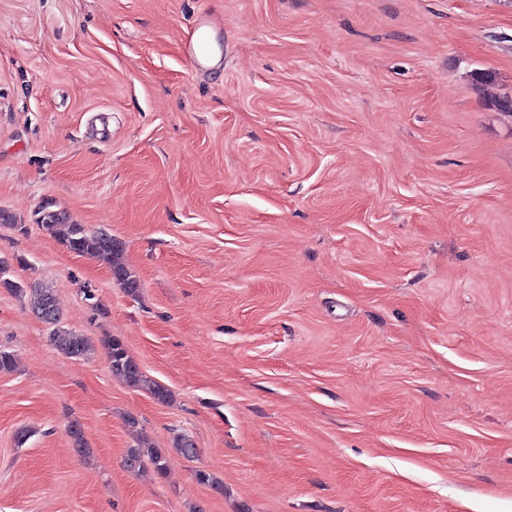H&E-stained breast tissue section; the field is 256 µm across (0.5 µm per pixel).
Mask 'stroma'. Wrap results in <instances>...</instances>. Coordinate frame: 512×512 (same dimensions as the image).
<instances>
[{"mask_svg": "<svg viewBox=\"0 0 512 512\" xmlns=\"http://www.w3.org/2000/svg\"><path fill=\"white\" fill-rule=\"evenodd\" d=\"M481 70L512 96V0H0V259L94 346L0 287V512H512V117ZM142 441L165 477L124 467ZM210 24V19L205 16H200L195 21L194 30L196 37L186 46V55L194 68L208 62L210 58V46L205 37L206 33L203 30V28L210 26ZM39 222L69 251L108 263L113 277L128 292L136 291L135 275L120 261L122 245L112 235L105 232L91 233L84 225L71 223L56 213L45 214ZM11 288L16 293L31 295V309L39 319L52 325V341L54 346L64 355L72 358H83L93 350V346L83 336L72 335L67 330L61 329L60 309L51 288L41 284L23 285L0 276V286ZM101 346L114 375L121 377L130 387L147 390L155 400L161 403L169 402L171 394L168 389L149 380L119 340L107 338L101 341Z\"/></svg>", "mask_w": 512, "mask_h": 512, "instance_id": "1", "label": "stroma"}]
</instances>
